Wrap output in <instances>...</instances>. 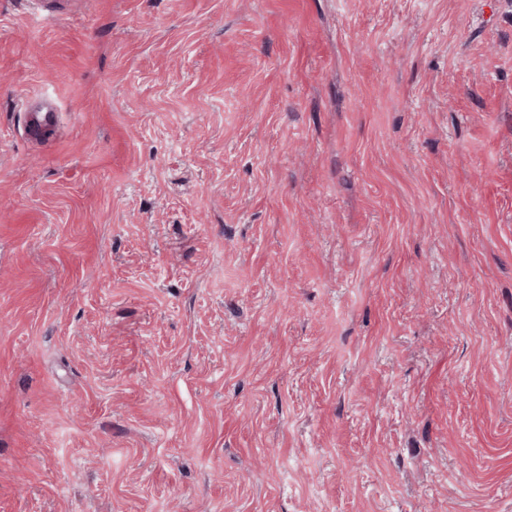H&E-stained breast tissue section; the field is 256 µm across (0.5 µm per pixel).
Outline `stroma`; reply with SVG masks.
Wrapping results in <instances>:
<instances>
[{"instance_id":"stroma-1","label":"stroma","mask_w":512,"mask_h":512,"mask_svg":"<svg viewBox=\"0 0 512 512\" xmlns=\"http://www.w3.org/2000/svg\"><path fill=\"white\" fill-rule=\"evenodd\" d=\"M63 5L0 0V512H512V0Z\"/></svg>"}]
</instances>
